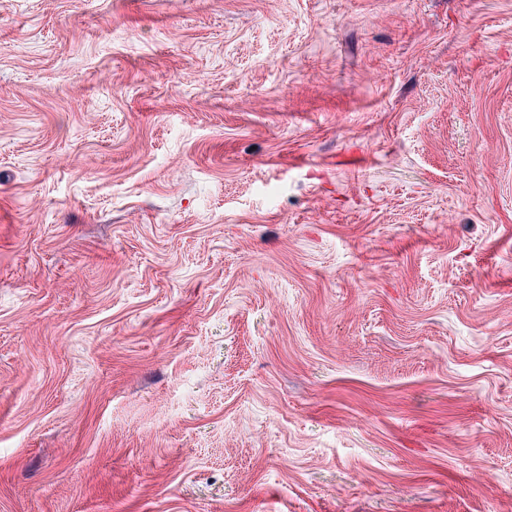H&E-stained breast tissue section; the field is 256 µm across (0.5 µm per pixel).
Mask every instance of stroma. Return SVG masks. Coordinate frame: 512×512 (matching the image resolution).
<instances>
[{
    "instance_id": "stroma-1",
    "label": "stroma",
    "mask_w": 512,
    "mask_h": 512,
    "mask_svg": "<svg viewBox=\"0 0 512 512\" xmlns=\"http://www.w3.org/2000/svg\"><path fill=\"white\" fill-rule=\"evenodd\" d=\"M0 512H512V0H0Z\"/></svg>"
}]
</instances>
